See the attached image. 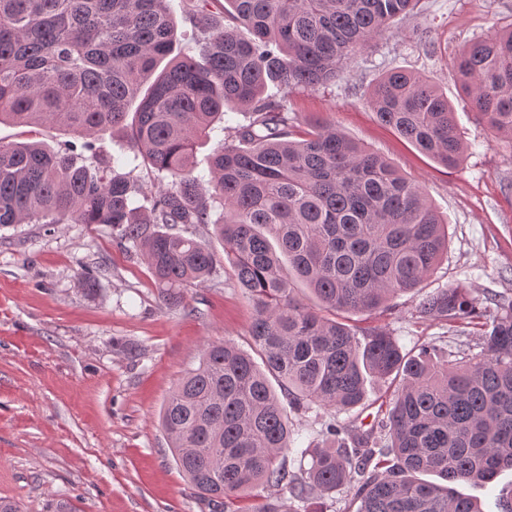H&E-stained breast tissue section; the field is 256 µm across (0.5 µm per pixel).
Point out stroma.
I'll list each match as a JSON object with an SVG mask.
<instances>
[{
  "mask_svg": "<svg viewBox=\"0 0 512 512\" xmlns=\"http://www.w3.org/2000/svg\"><path fill=\"white\" fill-rule=\"evenodd\" d=\"M512 26V0H421L389 37L357 54L336 83L317 90L266 92L282 102L294 133L336 127L424 188L448 223V250L422 292L394 296L385 310L358 316L388 330L405 349L428 342L478 351L475 334L418 316L423 294L462 286L474 295L512 296V145L494 140L457 81L453 59L466 44ZM427 30L420 42L419 30ZM391 69L413 71L448 96L467 146L447 168L378 122L368 93ZM118 171L144 187L165 180L129 150L123 133H104ZM93 273V290L83 286ZM254 309L231 269L162 305L149 267L120 247L104 224L32 222L0 228V498L21 512H209L178 469L159 412L206 342L248 347ZM483 512L512 500V470L489 484H462ZM283 512H355L351 491L313 495L286 487L231 500L230 512L267 501Z\"/></svg>",
  "mask_w": 512,
  "mask_h": 512,
  "instance_id": "obj_1",
  "label": "stroma"
}]
</instances>
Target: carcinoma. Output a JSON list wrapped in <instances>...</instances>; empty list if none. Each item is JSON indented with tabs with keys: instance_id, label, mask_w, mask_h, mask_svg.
I'll return each instance as SVG.
<instances>
[{
	"instance_id": "carcinoma-1",
	"label": "carcinoma",
	"mask_w": 512,
	"mask_h": 512,
	"mask_svg": "<svg viewBox=\"0 0 512 512\" xmlns=\"http://www.w3.org/2000/svg\"><path fill=\"white\" fill-rule=\"evenodd\" d=\"M183 2L197 58L174 53L168 0H0V123L74 135L57 149L0 140V227L65 215L106 224L142 253L169 304L216 273L221 259L187 234L214 226L252 302L262 364L229 338L211 341L159 415L211 512L283 485L301 502L352 487L356 512H482L452 484L512 469V298L459 286L422 298L421 318L479 330L481 351L461 358L435 342L405 351L382 328L332 318L421 287L448 245L446 223L422 185L335 128L292 138L288 111L264 96L270 82L284 91L336 82L418 0H224L223 26L208 14L213 0ZM455 68L478 118L512 144V26L464 47ZM369 103L426 156L447 168L462 160L454 112L433 85L390 71ZM233 107L248 123L205 178L193 151ZM107 130L122 132L167 186L152 193L115 173L117 159L97 145ZM297 280L319 308L295 298ZM370 380L397 383L385 417L371 430L340 422L365 406ZM312 409L330 418L321 443L300 451L311 462L298 476L280 460L292 442L287 411Z\"/></svg>"
}]
</instances>
